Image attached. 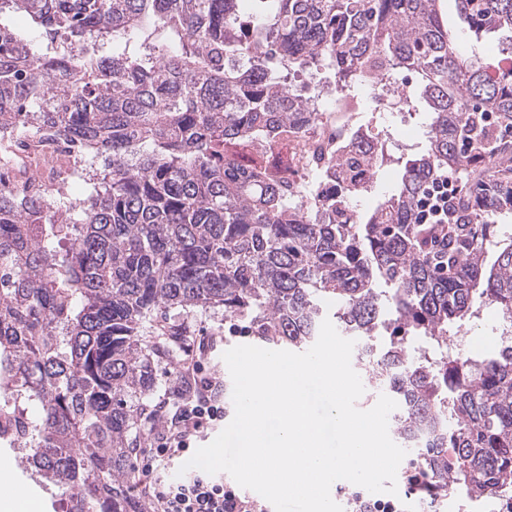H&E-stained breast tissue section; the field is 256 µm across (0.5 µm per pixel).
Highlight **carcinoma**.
I'll list each match as a JSON object with an SVG mask.
<instances>
[{
	"label": "carcinoma",
	"instance_id": "obj_1",
	"mask_svg": "<svg viewBox=\"0 0 512 512\" xmlns=\"http://www.w3.org/2000/svg\"><path fill=\"white\" fill-rule=\"evenodd\" d=\"M456 2L473 32L503 33L512 58V0ZM270 3L241 63L239 0H0L47 39L37 51L0 26V138L19 124L45 129L104 159L59 220L47 192L0 191V354L14 358L0 415L33 449L27 478L63 496L65 512H146L128 490L130 451L157 338L170 332L158 315L220 305L263 341L305 351L334 318L397 402L401 445L431 430L418 457L436 492L492 499L512 488V348L448 354L481 306L512 322V245L498 248L497 234L512 168L487 122L512 124V64L457 51L438 0ZM324 64L342 96L356 73L411 71L430 114L397 192L350 224L300 214L277 160L236 153L304 121L295 80ZM441 168L489 171L458 207L451 277L415 223L421 187ZM413 337L429 347L410 351Z\"/></svg>",
	"mask_w": 512,
	"mask_h": 512
}]
</instances>
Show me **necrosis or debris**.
<instances>
[{
	"mask_svg": "<svg viewBox=\"0 0 512 512\" xmlns=\"http://www.w3.org/2000/svg\"><path fill=\"white\" fill-rule=\"evenodd\" d=\"M304 98L309 113L307 123L288 137L264 146L256 142L242 145L243 153L253 155L271 150L287 156L291 167L288 194L301 212L324 211L332 201L350 202V187L339 165L360 139H367L376 153L388 145L372 136L362 124V112L376 99L409 102V86L401 81L361 78L352 101L338 97L329 82L311 77ZM86 160L83 153L52 141L43 132H14L9 142L0 143V188L22 194L50 187L55 195L77 198L85 184Z\"/></svg>",
	"mask_w": 512,
	"mask_h": 512,
	"instance_id": "necrosis-or-debris-1",
	"label": "necrosis or debris"
}]
</instances>
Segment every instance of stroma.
<instances>
[{
	"mask_svg": "<svg viewBox=\"0 0 512 512\" xmlns=\"http://www.w3.org/2000/svg\"><path fill=\"white\" fill-rule=\"evenodd\" d=\"M440 12L446 27L457 37V47L463 52H477L483 58H495L501 47L502 37L498 34H487L475 37L460 17L456 0H439ZM392 107L387 103L371 104L370 111L377 119V131L382 137L403 140L406 133L421 135L427 123V113L424 103H416V116L410 127L392 118ZM169 324L173 329L171 336L165 337L163 351L155 360L156 388L143 401L144 418L142 426L146 430L144 439L131 451L135 470L130 484L132 493L138 499H145L147 486L155 479L174 481L179 477L182 459L169 461L165 469L152 472L148 465L159 446L158 432L153 427L148 414L155 405L165 401L177 403L178 397L174 392V381L182 364L198 365V372L192 373L195 382L211 376H219L221 383H228L231 376L222 355L236 345L243 343L255 344V337L243 338L228 333L229 324L224 316L223 308L208 310L197 309L189 314L171 312ZM501 333L499 317L494 306L484 307L479 317L470 321L467 333L460 348L471 357L490 358L496 356L502 348L498 337ZM17 486L27 495L28 500L38 504L39 512H62L64 502L60 497L36 490L22 475L20 463L14 459L8 450L0 451V489L7 486ZM397 489L403 495L405 512H482V504L466 497L448 499L445 497L431 500L430 496L420 493L407 496L405 482H398Z\"/></svg>",
	"mask_w": 512,
	"mask_h": 512,
	"instance_id": "1",
	"label": "stroma"
}]
</instances>
